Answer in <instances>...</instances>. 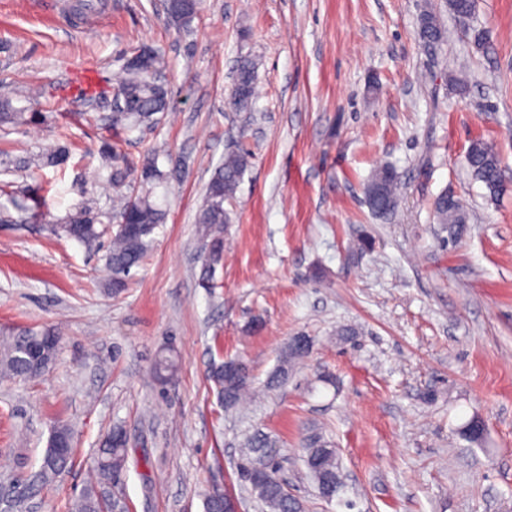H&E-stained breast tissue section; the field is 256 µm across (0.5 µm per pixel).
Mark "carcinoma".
Returning a JSON list of instances; mask_svg holds the SVG:
<instances>
[{"label":"carcinoma","instance_id":"1","mask_svg":"<svg viewBox=\"0 0 512 512\" xmlns=\"http://www.w3.org/2000/svg\"><path fill=\"white\" fill-rule=\"evenodd\" d=\"M448 14L465 30L471 33L476 46H483L488 31L471 25L476 12V0H446ZM166 12L181 28H190L201 12V0H169ZM421 37L429 43H442L447 40L448 29L435 5L424 9L420 15ZM164 69V58L156 49L149 52L138 67L125 70L124 77L117 88L116 98L124 110L112 112L103 117L114 130L131 131L141 126L153 127L160 122V116L168 110L169 99L165 86L156 79ZM236 84L239 91L232 98V107L237 111L252 108L256 95L257 74L255 63L243 59L236 68ZM38 115L24 117L12 104V91L7 85L0 84V126H19L34 122ZM102 162L110 168L107 187L112 197V229L98 228L102 223L101 215L90 207L61 219L57 229L66 236L92 246L100 241L104 234H110L111 245L107 254V265L112 275V287L123 288L131 276L132 269L140 266L148 254L150 236L157 225L164 223L165 212L160 204L152 199L153 188L164 179L158 167L161 152L151 151L142 163L139 176H133L125 156L110 142L99 149ZM42 165L57 167L68 159L65 147L57 144L43 148L40 154ZM466 163L472 176L481 182L491 198L500 196L506 188V179L498 154L492 146L481 139L472 141L467 153ZM249 165V154L236 151L224 156L209 181L206 194L198 215L197 224L205 241L204 259L201 269V281L209 286L214 278L216 267L224 256V227L231 223V216L224 209V201L231 199L239 186L241 177ZM398 174L391 167H382L366 187L367 202L378 216L391 215L398 206ZM433 213L436 223L448 232L446 241L455 245L466 231L468 213L460 199L446 193L434 202ZM51 328L41 330L21 329L0 338V376L8 379L32 380L45 370L34 367L28 360L26 351L35 340L44 336H53ZM307 353L301 350L285 351L277 368L266 381L271 389L288 379L292 362L303 358ZM234 360L212 361L208 366V378L213 383L217 399L227 410L242 406L253 394V381L244 362L227 369ZM178 371L177 353L166 348L156 357L154 374L160 385L170 383ZM72 439V432L66 425L54 428L49 439L47 452L43 458L40 479L49 483L64 471L71 462L74 449L60 447V442ZM128 458L126 443L107 438L103 448L99 449L93 480L83 488L75 500L72 512H108V509L121 508L120 504L107 501L105 490L112 479V473H119L126 467ZM280 448L276 439L255 434L246 442L241 461L249 463L256 460L266 470L245 481L250 494L254 496L268 512H302L303 505L286 495L285 489L276 474ZM302 461L318 492L325 500L336 499L350 507L352 503L343 498L346 485H333L323 488L317 475L320 473L336 475L340 471L338 451L320 432H312L302 440Z\"/></svg>","mask_w":512,"mask_h":512}]
</instances>
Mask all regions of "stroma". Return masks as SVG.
<instances>
[{
    "instance_id": "stroma-1",
    "label": "stroma",
    "mask_w": 512,
    "mask_h": 512,
    "mask_svg": "<svg viewBox=\"0 0 512 512\" xmlns=\"http://www.w3.org/2000/svg\"><path fill=\"white\" fill-rule=\"evenodd\" d=\"M75 3L0 0V82L14 107L43 115L0 129V210L54 183L42 219L0 221V334L50 327L60 338L43 376L0 379V512H71L115 426L128 463L113 491L128 512H203L215 486L261 512L237 471L256 430L278 440L304 512H512V0H478L481 49L453 23L446 42L426 44L425 0H203L187 31L165 0H100L92 26L70 17ZM144 43L165 59L170 108L155 128L111 136L83 115L110 112ZM245 57L257 97L240 113L228 101ZM460 72L463 95L450 81ZM89 82L105 91L98 102L81 95ZM478 138L506 173L496 201L465 161ZM59 139L71 157L38 168L42 145ZM107 140L136 166L153 145L167 150L155 190L166 220L118 294L107 245L52 230L86 205L111 214ZM241 147L252 158L224 204L232 222L209 290L194 218L214 169ZM387 164L399 205L379 218L364 188ZM445 192L469 213L453 247L433 217ZM295 336L313 347L286 383L247 408L220 407L210 361L243 359L260 386ZM168 345L179 369L162 388L152 366ZM474 416L480 445L462 435ZM59 424L76 450L46 486L35 475ZM312 429L339 448L353 510L320 499L308 477L300 441Z\"/></svg>"
}]
</instances>
